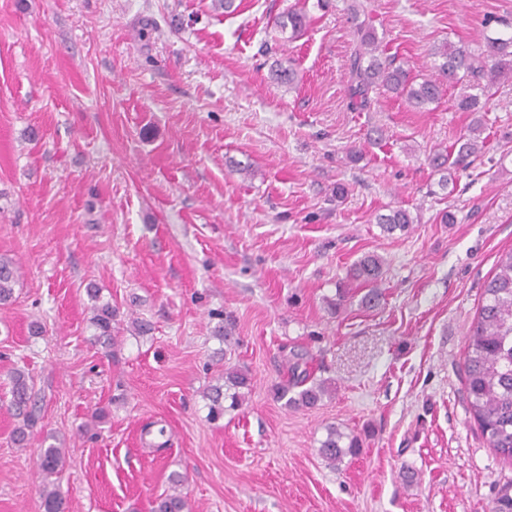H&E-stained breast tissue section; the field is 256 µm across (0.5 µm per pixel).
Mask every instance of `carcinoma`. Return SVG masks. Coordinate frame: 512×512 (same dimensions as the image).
I'll return each instance as SVG.
<instances>
[{
	"label": "carcinoma",
	"instance_id": "carcinoma-1",
	"mask_svg": "<svg viewBox=\"0 0 512 512\" xmlns=\"http://www.w3.org/2000/svg\"><path fill=\"white\" fill-rule=\"evenodd\" d=\"M309 0L297 2L275 19L281 34L292 41L300 37L310 22ZM434 56L441 59L438 65L448 83L471 89L454 99L453 107L461 112H479L481 97L488 96L497 83L512 81V30H501L484 35L477 48L444 43L434 49ZM349 105L355 111L370 107L371 92L384 88L408 101L413 107L424 109L437 102L441 85L435 81L413 77L409 70L383 56L381 42L372 26L360 23L354 31L353 50L350 55ZM272 77L281 84L293 86L297 72L292 66L281 63L272 70ZM483 124L473 119L448 149H438L430 157V164L438 171L467 167L472 158L484 147ZM377 223L387 232L403 230L413 223L409 211L396 208L377 217ZM384 261L377 255H368L355 262L347 273V282L340 286L335 308H340L347 297L349 282L358 281L367 287L362 304L369 308L379 305L382 294L378 282L382 280ZM18 270L8 259L0 258V304H9L14 295ZM91 300V322L96 329V340L106 347L115 344L120 333L118 310L99 295V289H87ZM485 302L479 309L467 336V353L464 361L465 385L470 412L486 437L489 447L503 459L512 463V249L501 253L493 276L484 286ZM303 354L293 350L288 358L290 380L275 387V396L286 400L289 407H313L330 392L326 382L308 384L310 374L300 368ZM251 378L240 369L224 370V385L206 390L204 397L210 401L212 419L242 405ZM296 394H291L293 389ZM11 405L19 419L14 440L26 445L36 422V402L33 385L25 371L16 369L10 376ZM361 436L347 433L337 426L327 428L326 438L320 442L319 455L331 467L344 458L356 456L362 449ZM63 459L60 448L43 449L37 466L40 472L54 474ZM183 479L172 476L171 492L161 497L156 512H186L187 499L182 492ZM45 512H61L62 499L52 483H43ZM492 512H512V482L505 484L495 500Z\"/></svg>",
	"mask_w": 512,
	"mask_h": 512
}]
</instances>
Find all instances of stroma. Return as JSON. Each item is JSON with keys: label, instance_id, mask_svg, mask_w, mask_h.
Listing matches in <instances>:
<instances>
[{"label": "stroma", "instance_id": "obj_1", "mask_svg": "<svg viewBox=\"0 0 512 512\" xmlns=\"http://www.w3.org/2000/svg\"><path fill=\"white\" fill-rule=\"evenodd\" d=\"M292 2L227 15L212 0H0V257L20 267L0 305V512H44L36 461L51 445L63 512H155L175 472L190 512H490L512 481L463 374L484 284L512 249V81L481 114L484 151L444 187L429 156L473 119L448 106L459 88L419 111L381 90L357 112L347 83L356 22L436 81L434 47L476 45L512 0H326L289 41L274 19ZM277 59L295 87L271 80ZM398 207L412 224L384 233L376 215ZM368 254L385 260L380 304L355 287L331 310ZM90 284L119 310L115 346L94 340ZM293 348L334 387L315 407L274 395ZM228 365L252 387L213 421L203 391ZM16 368L37 400L24 448ZM151 423L167 448L144 441ZM331 424L364 444L335 470L318 453Z\"/></svg>", "mask_w": 512, "mask_h": 512}]
</instances>
